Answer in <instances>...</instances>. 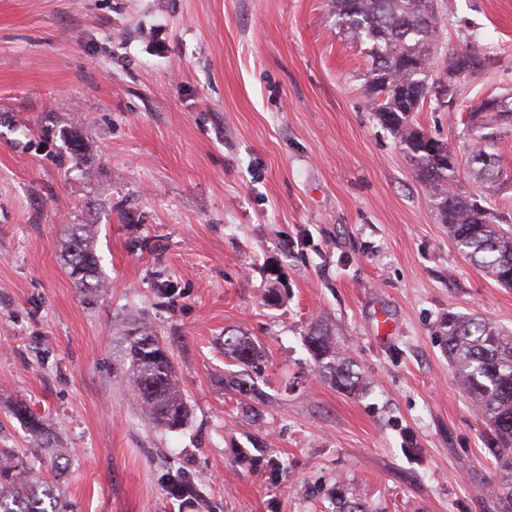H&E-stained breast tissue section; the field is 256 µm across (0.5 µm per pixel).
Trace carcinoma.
I'll list each match as a JSON object with an SVG mask.
<instances>
[{"label": "carcinoma", "mask_w": 512, "mask_h": 512, "mask_svg": "<svg viewBox=\"0 0 512 512\" xmlns=\"http://www.w3.org/2000/svg\"><path fill=\"white\" fill-rule=\"evenodd\" d=\"M332 4L336 23L368 45V93L373 109L406 151L441 223L448 225L449 236L487 276L512 287V231L503 228L498 214L458 191L459 168L445 163V154L455 153L453 146L444 142L441 151L428 150L427 136L411 121L434 84L436 0H332ZM499 120L511 121L512 111L499 112L468 127L471 150L467 166L476 183L492 184L500 178L495 157L502 139L495 125ZM92 239L93 225L76 224L66 250L70 275L84 291L100 287ZM441 336L454 380L485 422L489 451L502 473L500 482L489 487L490 494L501 504V512H512V333L489 320L450 313L441 324ZM307 346L317 371L337 389L353 393L363 388L362 378L331 336L316 328L307 336ZM224 350L238 365L259 368L261 348L250 338L231 335L224 340ZM125 359L128 379L153 419L168 428L183 425L188 420L187 403L176 382L171 356L153 330L142 323L129 334ZM229 383L241 396L260 400L255 382L234 375ZM15 415L27 425L32 441L53 458L54 468H63L64 454L46 438L45 420L22 405L15 408ZM0 512L69 510L59 500L55 484L34 475L33 468L12 450L0 448Z\"/></svg>", "instance_id": "carcinoma-1"}]
</instances>
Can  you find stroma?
Masks as SVG:
<instances>
[{
    "instance_id": "1",
    "label": "stroma",
    "mask_w": 512,
    "mask_h": 512,
    "mask_svg": "<svg viewBox=\"0 0 512 512\" xmlns=\"http://www.w3.org/2000/svg\"><path fill=\"white\" fill-rule=\"evenodd\" d=\"M438 5L443 50L494 59L413 115L464 159L471 112L512 95V0ZM369 69L330 0H0V448L71 512H340L342 487L371 512H498L437 330L455 313L512 331V288L440 223L370 109ZM496 152L508 182L464 168L459 189L512 223V130ZM75 224L96 228L92 294L63 262ZM142 322L172 357L182 427H156L127 382ZM316 322L364 391L316 371ZM230 329L263 351L266 404L226 383ZM176 480L192 495H169ZM15 415L21 418L27 425L32 441L39 447L44 448L45 453L53 458L55 469H63L62 460L66 459L60 448H54L46 438V422L43 418L27 411L23 405L15 408Z\"/></svg>"
}]
</instances>
